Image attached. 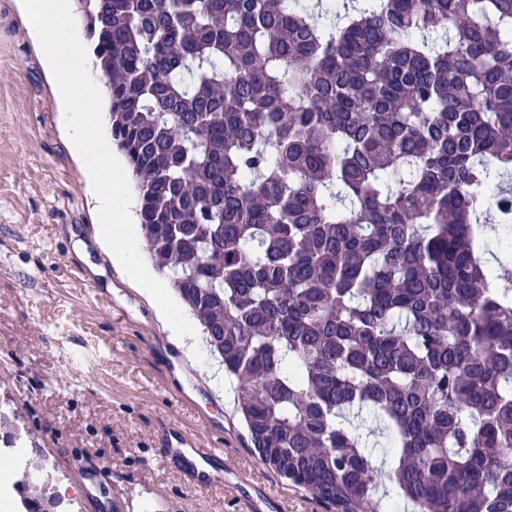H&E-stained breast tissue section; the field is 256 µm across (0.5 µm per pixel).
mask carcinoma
I'll list each match as a JSON object with an SVG mask.
<instances>
[{
	"label": "carcinoma",
	"mask_w": 512,
	"mask_h": 512,
	"mask_svg": "<svg viewBox=\"0 0 512 512\" xmlns=\"http://www.w3.org/2000/svg\"><path fill=\"white\" fill-rule=\"evenodd\" d=\"M328 2L78 6L145 247L280 476L512 512V0Z\"/></svg>",
	"instance_id": "1"
}]
</instances>
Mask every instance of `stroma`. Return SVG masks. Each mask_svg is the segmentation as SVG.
Instances as JSON below:
<instances>
[{"label":"stroma","mask_w":512,"mask_h":512,"mask_svg":"<svg viewBox=\"0 0 512 512\" xmlns=\"http://www.w3.org/2000/svg\"><path fill=\"white\" fill-rule=\"evenodd\" d=\"M98 231L22 0H0V404L75 512H327L259 458L232 393L181 353ZM179 433L223 441L213 476L171 456Z\"/></svg>","instance_id":"stroma-1"}]
</instances>
